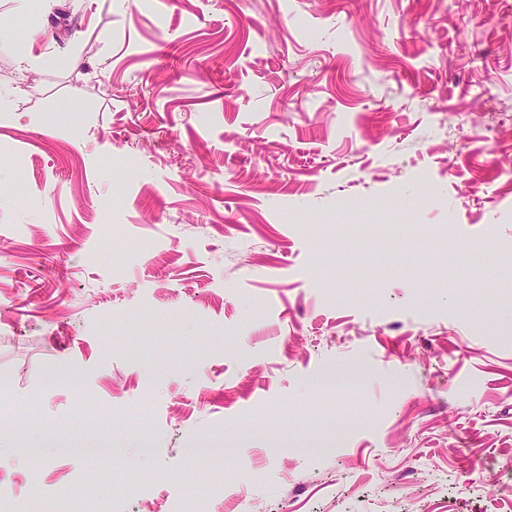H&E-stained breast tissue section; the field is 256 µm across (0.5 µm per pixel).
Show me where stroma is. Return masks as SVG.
Returning a JSON list of instances; mask_svg holds the SVG:
<instances>
[{"label": "stroma", "mask_w": 512, "mask_h": 512, "mask_svg": "<svg viewBox=\"0 0 512 512\" xmlns=\"http://www.w3.org/2000/svg\"><path fill=\"white\" fill-rule=\"evenodd\" d=\"M28 3L49 42L0 0L19 512H512V0ZM87 435L129 453L59 452Z\"/></svg>", "instance_id": "obj_1"}]
</instances>
